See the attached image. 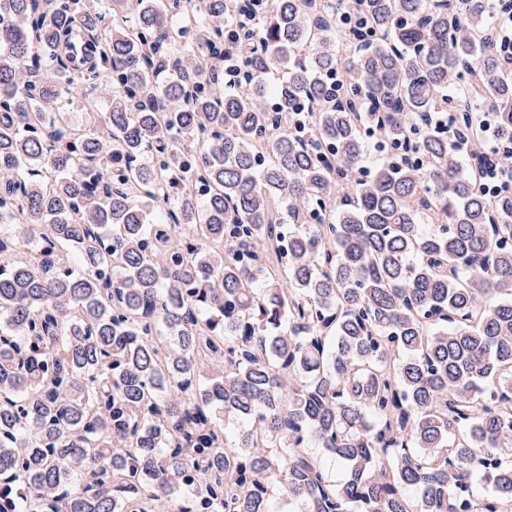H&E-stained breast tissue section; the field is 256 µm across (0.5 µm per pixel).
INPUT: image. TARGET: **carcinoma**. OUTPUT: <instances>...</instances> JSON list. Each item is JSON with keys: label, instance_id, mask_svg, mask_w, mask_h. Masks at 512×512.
Here are the masks:
<instances>
[{"label": "carcinoma", "instance_id": "cac0c4a2", "mask_svg": "<svg viewBox=\"0 0 512 512\" xmlns=\"http://www.w3.org/2000/svg\"><path fill=\"white\" fill-rule=\"evenodd\" d=\"M339 6L0 0V512H512V0Z\"/></svg>", "mask_w": 512, "mask_h": 512}]
</instances>
